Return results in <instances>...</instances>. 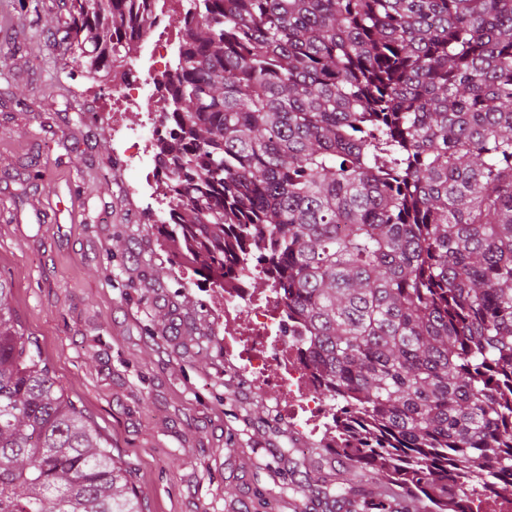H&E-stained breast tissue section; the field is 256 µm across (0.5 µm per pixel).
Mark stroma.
Returning a JSON list of instances; mask_svg holds the SVG:
<instances>
[{
    "instance_id": "stroma-1",
    "label": "stroma",
    "mask_w": 512,
    "mask_h": 512,
    "mask_svg": "<svg viewBox=\"0 0 512 512\" xmlns=\"http://www.w3.org/2000/svg\"><path fill=\"white\" fill-rule=\"evenodd\" d=\"M59 0H0V276L57 386L131 471L143 512H331L322 435L295 436L224 354V299L170 260L97 80L47 33ZM131 255H124V248ZM305 444L296 462L286 448Z\"/></svg>"
}]
</instances>
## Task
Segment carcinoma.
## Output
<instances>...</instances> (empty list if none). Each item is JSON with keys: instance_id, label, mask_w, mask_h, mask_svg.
<instances>
[{"instance_id": "carcinoma-1", "label": "carcinoma", "mask_w": 512, "mask_h": 512, "mask_svg": "<svg viewBox=\"0 0 512 512\" xmlns=\"http://www.w3.org/2000/svg\"><path fill=\"white\" fill-rule=\"evenodd\" d=\"M147 0H71L95 76ZM159 235L216 288L251 259L336 404L337 502L512 496V0H188ZM0 278V512H142Z\"/></svg>"}]
</instances>
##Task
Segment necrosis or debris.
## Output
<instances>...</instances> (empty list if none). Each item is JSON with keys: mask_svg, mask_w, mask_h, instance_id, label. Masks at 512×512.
Masks as SVG:
<instances>
[{"mask_svg": "<svg viewBox=\"0 0 512 512\" xmlns=\"http://www.w3.org/2000/svg\"><path fill=\"white\" fill-rule=\"evenodd\" d=\"M184 0H153L150 20L136 41L134 52L107 79L104 95L112 103V140L125 162L141 170L140 192L149 199H164L170 186L172 163L162 155L160 141L172 135L164 120L171 82L166 57L181 37L178 21ZM146 106L142 122L148 136L134 140L123 115ZM282 297L256 293L247 278L224 283V347L239 359V373L253 388H275L289 422L301 433L333 431L336 412L328 403L323 384L311 369L306 354L291 332Z\"/></svg>", "mask_w": 512, "mask_h": 512, "instance_id": "4bbe7bcc", "label": "necrosis or debris"}]
</instances>
